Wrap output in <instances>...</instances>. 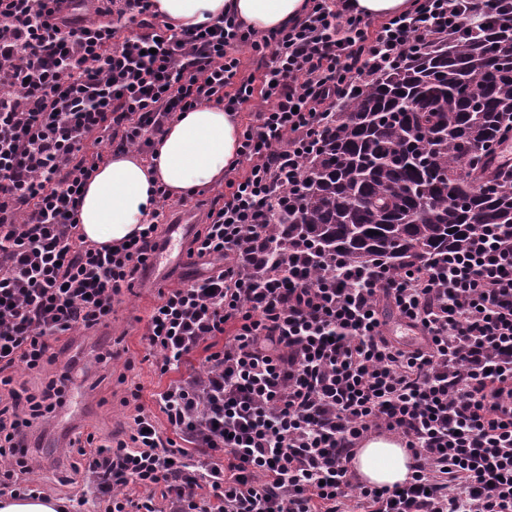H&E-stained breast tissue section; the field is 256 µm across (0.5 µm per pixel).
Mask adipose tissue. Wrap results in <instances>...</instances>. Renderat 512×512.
Instances as JSON below:
<instances>
[{"label": "adipose tissue", "mask_w": 512, "mask_h": 512, "mask_svg": "<svg viewBox=\"0 0 512 512\" xmlns=\"http://www.w3.org/2000/svg\"><path fill=\"white\" fill-rule=\"evenodd\" d=\"M153 9L179 28L207 26L227 15L267 33L303 16L308 0H152ZM240 130L235 116L204 103L178 114L156 139L153 155L113 154L88 182L79 209V232L92 244H116L148 223L159 191L178 197L223 183L237 159ZM410 457L393 439L375 437L357 450L360 478L378 486L403 483Z\"/></svg>", "instance_id": "adipose-tissue-1"}]
</instances>
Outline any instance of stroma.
<instances>
[{"label":"stroma","mask_w":512,"mask_h":512,"mask_svg":"<svg viewBox=\"0 0 512 512\" xmlns=\"http://www.w3.org/2000/svg\"><path fill=\"white\" fill-rule=\"evenodd\" d=\"M210 270L209 262L189 257L172 276L152 282L139 276L132 289L115 302L111 320L90 332L62 339L64 357L72 366V381L66 401L51 424L28 437L29 453L38 461L29 475L31 485L52 482L78 462V455L60 454L68 439L90 433L99 442L128 437L133 409L124 399L132 383L141 385L145 408L156 410V393L180 374L159 373L154 356L142 342L143 327L160 291L185 284L186 274L199 276Z\"/></svg>","instance_id":"35a3bbf8"}]
</instances>
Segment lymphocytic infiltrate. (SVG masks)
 <instances>
[{
	"instance_id": "f902f5d3",
	"label": "lymphocytic infiltrate",
	"mask_w": 512,
	"mask_h": 512,
	"mask_svg": "<svg viewBox=\"0 0 512 512\" xmlns=\"http://www.w3.org/2000/svg\"><path fill=\"white\" fill-rule=\"evenodd\" d=\"M151 15V0H0V495L27 493V431L49 423L68 379L16 389L9 370L57 365L61 339L111 319L162 244L154 220L126 244L79 236L90 146L148 153L177 114L213 101L256 110L245 168L187 242L210 275L161 293L143 333L160 373L198 351L203 366L156 393L155 413L133 386L128 440H71L81 464L42 493L71 485L99 512H347L351 499L359 512H512V250L498 231L405 270L331 256L321 274L301 246L287 272L264 262L279 246L269 217L300 190L337 105L410 51L512 25V0H421L378 23L309 0L264 34L232 16L179 31ZM382 432L413 458L394 487L352 468Z\"/></svg>"
}]
</instances>
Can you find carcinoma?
<instances>
[{
  "mask_svg": "<svg viewBox=\"0 0 512 512\" xmlns=\"http://www.w3.org/2000/svg\"><path fill=\"white\" fill-rule=\"evenodd\" d=\"M510 118L511 25L409 55L336 113L303 191L274 220L288 234L272 270H288L291 242L312 247L316 268L332 255L399 268L463 249L478 224L500 225L512 247V177L483 156Z\"/></svg>",
  "mask_w": 512,
  "mask_h": 512,
  "instance_id": "cac0c4a2",
  "label": "carcinoma"
}]
</instances>
